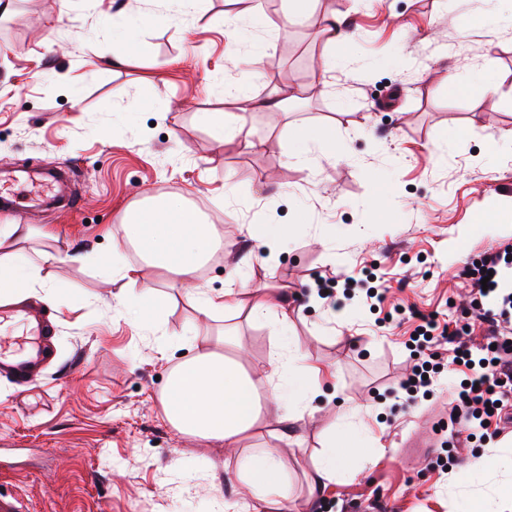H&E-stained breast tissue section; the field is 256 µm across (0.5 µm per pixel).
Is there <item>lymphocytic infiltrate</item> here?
<instances>
[{
    "label": "lymphocytic infiltrate",
    "instance_id": "lymphocytic-infiltrate-1",
    "mask_svg": "<svg viewBox=\"0 0 512 512\" xmlns=\"http://www.w3.org/2000/svg\"><path fill=\"white\" fill-rule=\"evenodd\" d=\"M512 259L488 253L480 265L466 269L464 283L478 302L477 317L486 325L494 348L475 356L459 329L448 320L429 314L421 316L414 344L419 362L399 383L408 395L433 393L446 357H453L464 378L453 393L454 406L448 426L451 436L466 433L472 423L487 427L512 421Z\"/></svg>",
    "mask_w": 512,
    "mask_h": 512
}]
</instances>
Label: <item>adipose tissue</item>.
<instances>
[{
  "label": "adipose tissue",
  "mask_w": 512,
  "mask_h": 512,
  "mask_svg": "<svg viewBox=\"0 0 512 512\" xmlns=\"http://www.w3.org/2000/svg\"><path fill=\"white\" fill-rule=\"evenodd\" d=\"M122 239L134 245L142 261L190 281L210 256L224 247V240L211 225L202 223L183 197H148L126 214ZM32 224L0 225V306L20 304L32 292H40L46 304H54L56 292L44 288L38 268L18 264L19 244L38 235ZM280 302L276 293L260 296L252 305L251 317L273 316V334L279 340L278 367L286 376L276 384L275 394L283 401L284 419L309 412L310 395L301 354L288 338L287 315H276ZM270 372L245 367L239 359L221 350L199 351L180 360L171 370L162 405L166 419L179 434L239 447L242 440L265 424L269 409L260 386ZM344 446L329 444L314 469V481L324 485L337 473L365 457L362 445L365 429L342 428ZM239 478L251 498L279 506L287 499V485L281 463L272 449L241 457Z\"/></svg>",
  "instance_id": "obj_1"
}]
</instances>
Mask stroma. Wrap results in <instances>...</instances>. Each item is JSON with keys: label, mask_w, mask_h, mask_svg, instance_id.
<instances>
[{"label": "stroma", "mask_w": 512, "mask_h": 512, "mask_svg": "<svg viewBox=\"0 0 512 512\" xmlns=\"http://www.w3.org/2000/svg\"><path fill=\"white\" fill-rule=\"evenodd\" d=\"M162 0H14L0 15V225L50 231L23 244L27 262L57 289L54 306L28 302L52 323L54 358L33 384L0 376V491L23 512H255L223 444L178 434L161 402L174 361L168 347L199 323L188 290L142 266L122 239L125 212L144 197L182 196L226 247L195 275L219 290L234 267L251 278L241 310L214 313L193 343L268 368L277 341L250 318L253 295L273 285L288 296L290 334L317 395L313 414L266 427L244 448L275 449L288 480L283 507L266 512H462L467 500L512 512V427L441 446L456 371L438 377V397L409 399L407 342L417 322L389 327L393 310L474 318L462 270L484 252L512 246V144L488 140L512 129V12L505 0H310L288 18V0H199L194 15L149 22ZM484 13L494 32L467 30ZM343 15L351 40L330 44L323 18ZM139 39L150 56L100 70V56ZM334 55L336 69L320 61ZM463 93L449 92L448 75ZM242 89L224 104L225 85ZM297 96L280 111L258 105L279 90ZM241 115L248 138L200 120L221 107ZM336 131L341 158L317 169L290 163L299 131ZM458 132L445 159L437 148ZM385 198L377 210L376 198ZM291 227L288 249L270 248L266 225ZM70 254L45 263L42 251ZM138 266L137 285L165 296L143 305L144 328L119 313L123 281L112 263ZM377 269L392 284L368 307H328L315 295L327 272L360 278ZM34 342L18 307L0 306V349ZM359 417L380 453L326 486L311 481L333 429ZM498 453L489 476L464 481L472 459Z\"/></svg>", "instance_id": "35a3bbf8"}]
</instances>
